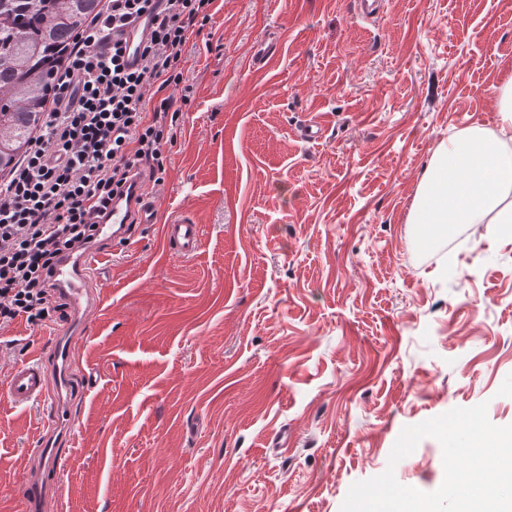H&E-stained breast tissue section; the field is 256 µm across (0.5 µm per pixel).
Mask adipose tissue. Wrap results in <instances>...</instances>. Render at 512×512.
Listing matches in <instances>:
<instances>
[{
  "label": "adipose tissue",
  "mask_w": 512,
  "mask_h": 512,
  "mask_svg": "<svg viewBox=\"0 0 512 512\" xmlns=\"http://www.w3.org/2000/svg\"><path fill=\"white\" fill-rule=\"evenodd\" d=\"M501 123L457 133L440 149L421 183L413 224L512 223V79L496 89Z\"/></svg>",
  "instance_id": "adipose-tissue-1"
}]
</instances>
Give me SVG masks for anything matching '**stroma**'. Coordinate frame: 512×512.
Listing matches in <instances>:
<instances>
[{
  "label": "stroma",
  "mask_w": 512,
  "mask_h": 512,
  "mask_svg": "<svg viewBox=\"0 0 512 512\" xmlns=\"http://www.w3.org/2000/svg\"><path fill=\"white\" fill-rule=\"evenodd\" d=\"M214 8L148 189L201 247L175 257L150 224L101 248L54 512H341L404 427L482 402L512 425V232L408 221L437 148L499 124L512 0H383L370 25L355 0ZM268 36L274 64L249 67ZM61 328L0 331V385ZM38 415L0 395V512H21ZM394 468L435 491L442 448Z\"/></svg>",
  "instance_id": "1"
}]
</instances>
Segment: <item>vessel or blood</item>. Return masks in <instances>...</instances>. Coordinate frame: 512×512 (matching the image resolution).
Returning <instances> with one entry per match:
<instances>
[{
    "label": "vessel or blood",
    "instance_id": "1",
    "mask_svg": "<svg viewBox=\"0 0 512 512\" xmlns=\"http://www.w3.org/2000/svg\"><path fill=\"white\" fill-rule=\"evenodd\" d=\"M150 30L151 19L144 16L119 33L131 67L140 65L139 46ZM154 223L160 224L163 240L173 255L189 258L196 254L200 245L198 225L184 217L159 223L156 202L139 180L134 181L128 196L113 200L108 217L98 226V240L104 245L116 238H128L139 225ZM54 280L56 295L66 304L70 315H78L97 300L96 253L88 251L76 257H62L55 268ZM54 358L59 362L54 369L49 368L41 357L15 366L8 376L5 396L13 406L39 410L42 433L33 448L27 449L26 455L31 460L52 458L58 468L64 466L72 443L71 416L65 411L61 389L70 384L79 362L67 341L58 342ZM56 483L55 472L29 481L23 492L25 512H51L50 488Z\"/></svg>",
    "mask_w": 512,
    "mask_h": 512
}]
</instances>
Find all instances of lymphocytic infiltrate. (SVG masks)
<instances>
[{"instance_id": "obj_1", "label": "lymphocytic infiltrate", "mask_w": 512, "mask_h": 512, "mask_svg": "<svg viewBox=\"0 0 512 512\" xmlns=\"http://www.w3.org/2000/svg\"><path fill=\"white\" fill-rule=\"evenodd\" d=\"M213 3L108 0L79 34L56 77L55 111L0 182V330L20 318L41 326L61 312L51 282L59 258L96 242L99 221L131 180L145 174L161 184L176 130L171 98L155 99L153 89L183 82L180 62ZM143 15L153 30L132 70L111 33Z\"/></svg>"}]
</instances>
